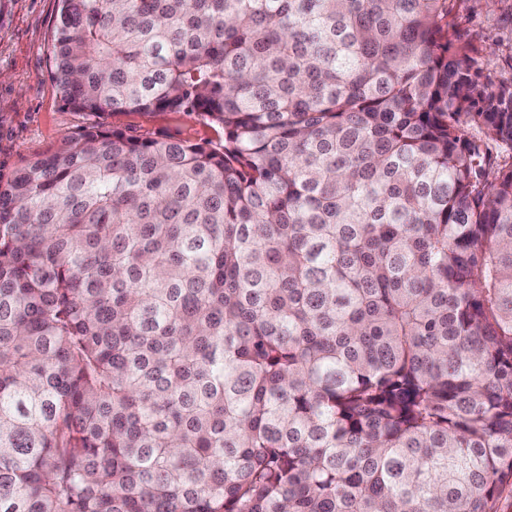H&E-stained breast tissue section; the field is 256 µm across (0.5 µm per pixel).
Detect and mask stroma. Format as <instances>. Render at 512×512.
<instances>
[{
  "instance_id": "1",
  "label": "stroma",
  "mask_w": 512,
  "mask_h": 512,
  "mask_svg": "<svg viewBox=\"0 0 512 512\" xmlns=\"http://www.w3.org/2000/svg\"><path fill=\"white\" fill-rule=\"evenodd\" d=\"M58 0H0V175L54 151L82 128L102 124L142 136L218 141L220 128L185 113L107 112L66 107L51 79V35ZM462 39L490 63L494 80H512V0H456L450 16Z\"/></svg>"
}]
</instances>
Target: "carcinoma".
Listing matches in <instances>:
<instances>
[{"label": "carcinoma", "mask_w": 512, "mask_h": 512, "mask_svg": "<svg viewBox=\"0 0 512 512\" xmlns=\"http://www.w3.org/2000/svg\"><path fill=\"white\" fill-rule=\"evenodd\" d=\"M451 2L61 0L67 106L224 139L0 181V512H498L512 81Z\"/></svg>", "instance_id": "obj_1"}]
</instances>
